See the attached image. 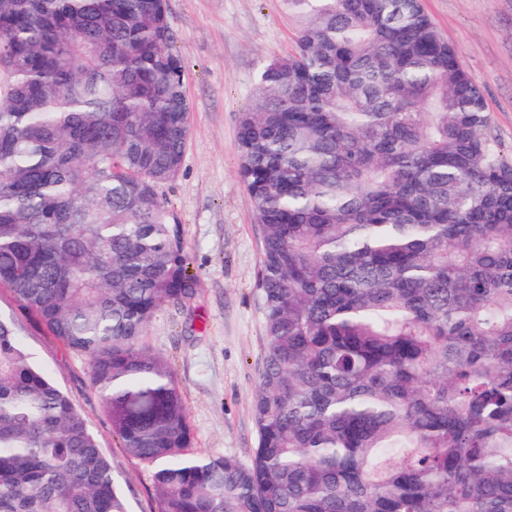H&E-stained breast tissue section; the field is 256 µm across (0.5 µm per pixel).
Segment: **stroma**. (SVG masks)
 Returning <instances> with one entry per match:
<instances>
[{"label": "stroma", "instance_id": "stroma-1", "mask_svg": "<svg viewBox=\"0 0 512 512\" xmlns=\"http://www.w3.org/2000/svg\"><path fill=\"white\" fill-rule=\"evenodd\" d=\"M423 7L482 87L493 136L512 147V0H423ZM168 9L184 59L191 134L179 174L159 193L181 226L200 293L189 305L164 306L142 342L168 360L181 388L189 453L246 464L258 444L252 397L265 343L258 288L263 228L237 175V129L259 71L291 51L296 30L280 0H168ZM0 318L15 322L33 362L86 418L129 512H159L153 467L120 448L86 358L2 286Z\"/></svg>", "mask_w": 512, "mask_h": 512}]
</instances>
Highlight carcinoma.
Listing matches in <instances>:
<instances>
[{"label":"carcinoma","mask_w":512,"mask_h":512,"mask_svg":"<svg viewBox=\"0 0 512 512\" xmlns=\"http://www.w3.org/2000/svg\"><path fill=\"white\" fill-rule=\"evenodd\" d=\"M238 175L263 227L248 464L185 453L141 344L200 293L158 189L190 132L166 0H0V285L88 360L160 512H512V149L422 0H282ZM0 512H128L0 319Z\"/></svg>","instance_id":"carcinoma-1"}]
</instances>
